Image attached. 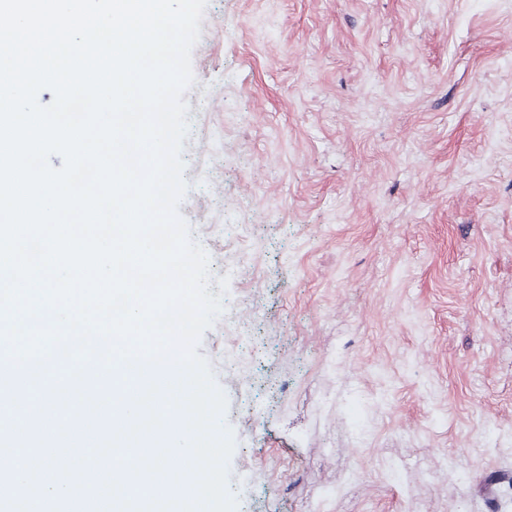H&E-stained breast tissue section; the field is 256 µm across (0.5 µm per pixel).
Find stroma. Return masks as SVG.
<instances>
[{
    "label": "stroma",
    "instance_id": "35a3bbf8",
    "mask_svg": "<svg viewBox=\"0 0 512 512\" xmlns=\"http://www.w3.org/2000/svg\"><path fill=\"white\" fill-rule=\"evenodd\" d=\"M192 70L234 512H512V0H208ZM225 326H229L232 329L231 331L234 335L232 337L235 339L237 345L225 353L224 361H231L233 365L237 366L242 361L248 359L247 348L251 343V336L245 328L235 325L226 312H224V327Z\"/></svg>",
    "mask_w": 512,
    "mask_h": 512
}]
</instances>
